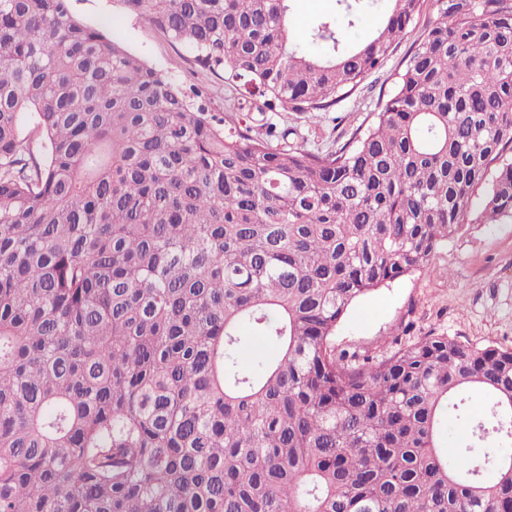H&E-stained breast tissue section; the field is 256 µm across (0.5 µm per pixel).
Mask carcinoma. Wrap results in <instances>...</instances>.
Wrapping results in <instances>:
<instances>
[{
	"mask_svg": "<svg viewBox=\"0 0 512 512\" xmlns=\"http://www.w3.org/2000/svg\"><path fill=\"white\" fill-rule=\"evenodd\" d=\"M427 1L384 106L315 151L226 126L69 0H0V512H512V349L332 344L512 221V0H391L357 46L323 19L322 58L290 0H118L263 114L329 111Z\"/></svg>",
	"mask_w": 512,
	"mask_h": 512,
	"instance_id": "obj_1",
	"label": "carcinoma"
}]
</instances>
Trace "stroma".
<instances>
[{
  "instance_id": "1",
  "label": "stroma",
  "mask_w": 512,
  "mask_h": 512,
  "mask_svg": "<svg viewBox=\"0 0 512 512\" xmlns=\"http://www.w3.org/2000/svg\"><path fill=\"white\" fill-rule=\"evenodd\" d=\"M71 11L122 42L132 54L168 73L182 89L206 82L223 86L215 75L201 74L191 53L172 45L141 19L126 13L119 0H70ZM291 22L302 50L323 54L321 44L308 40L321 19L340 14L337 0H292ZM417 20L395 46L384 67L333 111L316 114L282 113L276 122L296 128L308 146L327 147L363 123L378 101L393 90V75L401 68L414 41L425 31ZM434 272H414L362 296L337 325V350L366 351L382 356L397 344L429 334H444L476 346L512 348V222L473 224L451 239L434 259Z\"/></svg>"
}]
</instances>
